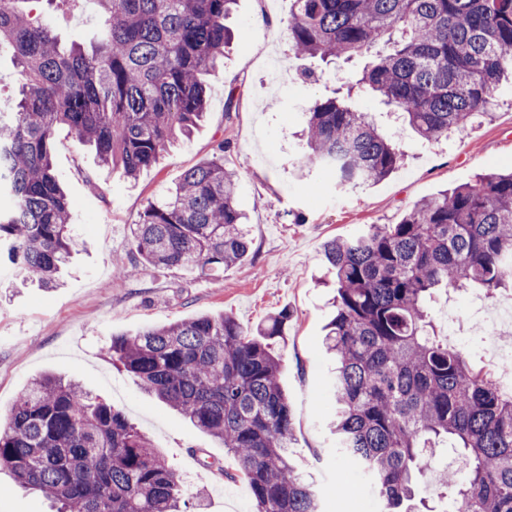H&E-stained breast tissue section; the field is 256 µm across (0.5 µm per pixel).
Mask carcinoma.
<instances>
[{
	"label": "carcinoma",
	"instance_id": "1",
	"mask_svg": "<svg viewBox=\"0 0 512 512\" xmlns=\"http://www.w3.org/2000/svg\"><path fill=\"white\" fill-rule=\"evenodd\" d=\"M0 0V52L26 77L17 111L0 119V242L41 287L80 246L52 164L56 126L134 180L202 120V76L224 59L235 0H95L107 26L90 46L66 45L48 24ZM298 56L351 59L383 43L362 82L425 140L489 119L512 75V0H293ZM302 159L358 188L402 162L367 113L327 97L307 115ZM135 262L206 275L249 251L235 173L216 155L132 225ZM336 286L325 344L336 359V452L370 479L388 512H419L412 486L425 452L443 442L470 464L443 483L452 512H512V392L441 343L426 309L438 288H512V170L417 203L395 224H372L324 248ZM290 312L245 328L201 314L112 339L106 353L142 389L221 442L249 482L255 512H321L290 451L292 409L280 385ZM0 468L57 512H189L166 457L114 406L78 383L33 380L0 426Z\"/></svg>",
	"mask_w": 512,
	"mask_h": 512
}]
</instances>
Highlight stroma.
<instances>
[{"instance_id": "35a3bbf8", "label": "stroma", "mask_w": 512, "mask_h": 512, "mask_svg": "<svg viewBox=\"0 0 512 512\" xmlns=\"http://www.w3.org/2000/svg\"><path fill=\"white\" fill-rule=\"evenodd\" d=\"M291 7L292 0H237L226 21L232 41L224 63L204 76V122L136 179L101 166L92 147L79 144L67 126H57L53 165L84 245L58 288L0 274V416L37 376L78 380L162 449L191 485V512H253L247 480L219 442L148 396L103 354V346L113 336L201 313H228L247 327L288 309V336L279 353L280 383L293 411L292 447L314 468L324 512H352L355 502L372 503L374 492L337 458L329 426L332 363L324 336L334 309L331 290L319 283L323 245L373 224L397 223L423 199L473 182L478 174L512 167V85L506 83L496 93L492 121L441 143L404 126L371 92L350 90L351 100L378 130L396 136L403 162L387 178L358 189L337 187L325 170L300 171L310 107L348 90L375 54L330 65L295 55L286 30ZM29 8L67 44H91L105 23L95 0H81L64 15L54 13L47 0H31ZM219 150L237 174L238 205L251 240L247 259L209 275L146 266L134 279H119L133 258L130 226L148 202L162 199L187 169ZM446 469L465 478L468 460L460 449L439 448L428 458L416 486L428 512L450 508L447 489L437 483ZM346 481L351 493L337 498V484ZM50 508L48 499L0 469V512Z\"/></svg>"}]
</instances>
